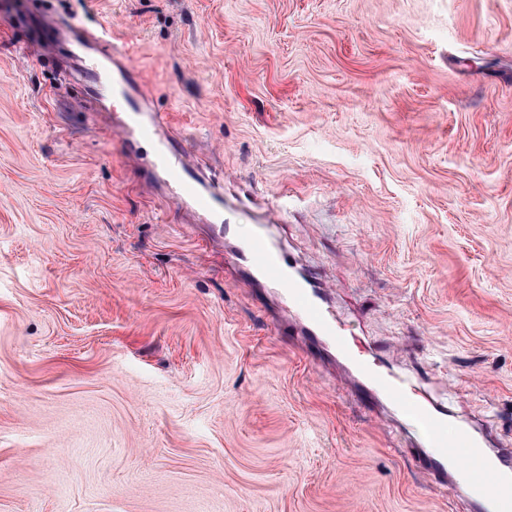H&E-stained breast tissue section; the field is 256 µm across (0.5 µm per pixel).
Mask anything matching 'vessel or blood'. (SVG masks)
<instances>
[{"label": "vessel or blood", "instance_id": "obj_1", "mask_svg": "<svg viewBox=\"0 0 512 512\" xmlns=\"http://www.w3.org/2000/svg\"><path fill=\"white\" fill-rule=\"evenodd\" d=\"M59 34L85 50L77 60L75 74L86 89L98 92L106 87L111 74L119 75L122 109L128 114L121 132L131 152H138L142 144H155V166L181 204L212 220L215 238L228 250L230 269L246 273L261 287L279 289L287 309L284 325L340 365L362 401L388 408L421 428V467L442 489L464 491L473 512H512V449L489 447L485 435L470 425L450 424L444 408L420 397L406 379L365 357L333 315L327 285L298 273L295 262L274 241L268 225L251 224V234L243 238L236 225L221 218V198L182 160L187 152L184 137L174 131L160 135L165 115L150 110L151 93L124 41L80 21L48 32L52 38Z\"/></svg>", "mask_w": 512, "mask_h": 512}]
</instances>
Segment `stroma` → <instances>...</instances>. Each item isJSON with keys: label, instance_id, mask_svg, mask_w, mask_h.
<instances>
[{"label": "stroma", "instance_id": "stroma-1", "mask_svg": "<svg viewBox=\"0 0 512 512\" xmlns=\"http://www.w3.org/2000/svg\"><path fill=\"white\" fill-rule=\"evenodd\" d=\"M130 42L186 163L512 448V0H0V512H472L225 273L35 25Z\"/></svg>", "mask_w": 512, "mask_h": 512}]
</instances>
